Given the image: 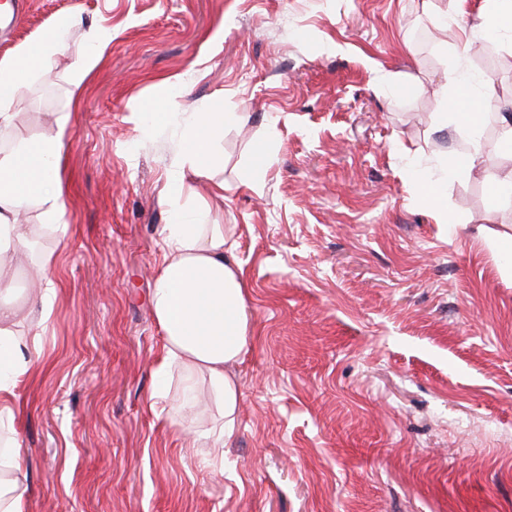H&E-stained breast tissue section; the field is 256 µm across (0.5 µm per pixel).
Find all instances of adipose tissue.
Here are the masks:
<instances>
[{
	"label": "adipose tissue",
	"instance_id": "adipose-tissue-1",
	"mask_svg": "<svg viewBox=\"0 0 512 512\" xmlns=\"http://www.w3.org/2000/svg\"><path fill=\"white\" fill-rule=\"evenodd\" d=\"M445 13L454 18L473 16L476 29L485 32H512V0H480L474 13L469 10V0H448ZM80 22L78 15H62L33 43L12 58L0 60V137L10 143L8 150L0 152V260L26 251L29 237L23 217L29 206L40 208L48 227L64 223L58 161L70 115L57 114L56 134L30 140L17 134L13 106L33 74L61 53L68 31ZM446 85L453 98H465L466 110L439 113V123L476 126V109L492 101V85L486 82L470 91L456 74ZM236 120V113L225 111L218 101L208 111L198 113L183 142L196 173L210 166L208 144ZM464 166L463 158L450 153L440 176L415 170L410 177L429 206L439 212L445 207L448 179ZM187 194L183 175L174 174L170 204L175 221L164 228L166 250L150 295L152 314L164 336L156 372L163 375L178 367L189 374L207 375L217 419L214 426L201 431L200 437L218 450L236 433L241 403L230 369L249 351L253 336L241 269L227 256L224 227L207 223L204 212H186L182 200ZM53 270L52 254H43L38 264L41 291L29 302L26 312L33 322L30 334L25 335L20 320L25 311L11 297L14 276L0 263V421L14 420L18 385L39 356V328L49 317L55 296ZM0 482L7 485L6 491L0 492V512H26L25 466L18 450L0 457Z\"/></svg>",
	"mask_w": 512,
	"mask_h": 512
}]
</instances>
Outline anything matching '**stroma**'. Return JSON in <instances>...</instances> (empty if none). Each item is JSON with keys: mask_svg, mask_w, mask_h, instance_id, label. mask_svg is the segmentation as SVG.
<instances>
[{"mask_svg": "<svg viewBox=\"0 0 512 512\" xmlns=\"http://www.w3.org/2000/svg\"><path fill=\"white\" fill-rule=\"evenodd\" d=\"M0 58L65 13L82 17L17 98L35 140L70 112L61 158L66 232L12 266L20 290L53 253L56 298L14 428L27 512H512V204L487 188L512 155L439 128L449 72L483 75L512 111V38L465 52L445 0H10ZM112 31L82 91L70 68ZM242 113L191 172L183 138L215 101ZM499 108V109H500ZM266 142L269 162L253 166ZM474 154L445 213L407 177L443 151ZM225 227L243 267L254 344L223 456L193 440L208 384L180 427L150 410L164 337L150 308L171 221Z\"/></svg>", "mask_w": 512, "mask_h": 512, "instance_id": "1", "label": "stroma"}]
</instances>
